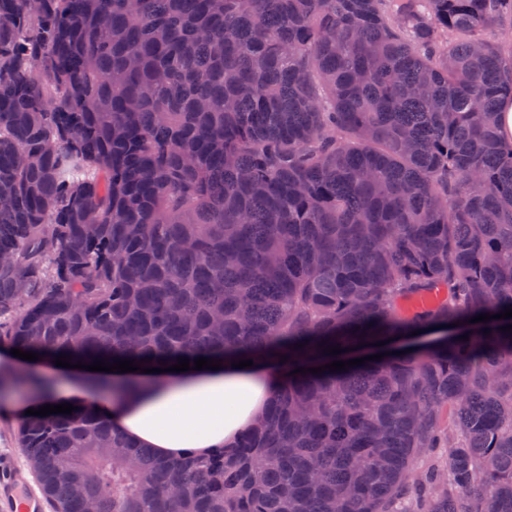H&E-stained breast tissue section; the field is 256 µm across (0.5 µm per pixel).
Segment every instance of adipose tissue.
<instances>
[{
	"label": "adipose tissue",
	"instance_id": "obj_1",
	"mask_svg": "<svg viewBox=\"0 0 512 512\" xmlns=\"http://www.w3.org/2000/svg\"><path fill=\"white\" fill-rule=\"evenodd\" d=\"M287 377L271 361L243 369L227 360L218 370L137 372L132 392L103 399L98 410L113 430L152 449L158 458H208L239 445L242 435L265 416L270 399ZM101 381L93 371L73 377L64 393L33 391L23 401L1 406L0 415L21 420L30 408L89 401Z\"/></svg>",
	"mask_w": 512,
	"mask_h": 512
}]
</instances>
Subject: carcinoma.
<instances>
[{"label": "carcinoma", "instance_id": "obj_1", "mask_svg": "<svg viewBox=\"0 0 512 512\" xmlns=\"http://www.w3.org/2000/svg\"><path fill=\"white\" fill-rule=\"evenodd\" d=\"M507 16L0 0V345L41 356L0 390L49 388L35 366L60 354H385L288 376L210 460H158L92 402L32 415L56 512H512V318L469 322L512 307Z\"/></svg>", "mask_w": 512, "mask_h": 512}]
</instances>
